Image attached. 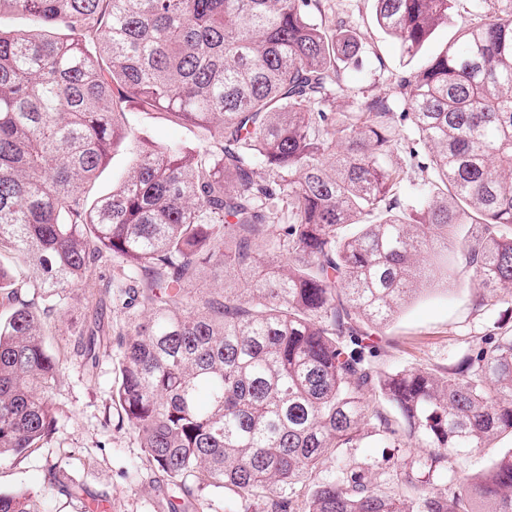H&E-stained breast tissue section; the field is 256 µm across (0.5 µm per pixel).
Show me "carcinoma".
<instances>
[{
  "label": "carcinoma",
  "mask_w": 512,
  "mask_h": 512,
  "mask_svg": "<svg viewBox=\"0 0 512 512\" xmlns=\"http://www.w3.org/2000/svg\"><path fill=\"white\" fill-rule=\"evenodd\" d=\"M373 2L409 57L455 16L458 36L341 111L366 46L328 0H0L31 22L0 30V459L55 430V318L80 290L121 305L74 349L92 377L115 341L112 403L170 512L199 509L194 483L229 512H512V448L463 468L512 436V327L451 367L379 363L401 307L448 284V250L478 307L512 296V0ZM150 112L195 140L146 139ZM125 144L135 164L89 200ZM217 260L241 292L200 289ZM369 439L422 453L390 487L346 458ZM55 489L83 492L51 465ZM0 512L40 510L19 492ZM511 437H503L495 440L489 448H484L480 454L474 456L467 465V471L470 475L486 469L493 460L502 452L504 448H510Z\"/></svg>",
  "instance_id": "1"
}]
</instances>
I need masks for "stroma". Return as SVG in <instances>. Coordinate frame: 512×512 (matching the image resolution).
Wrapping results in <instances>:
<instances>
[{"label":"stroma","instance_id":"obj_1","mask_svg":"<svg viewBox=\"0 0 512 512\" xmlns=\"http://www.w3.org/2000/svg\"><path fill=\"white\" fill-rule=\"evenodd\" d=\"M373 49L363 63L348 72L355 87L375 94L391 93L396 79L417 69L427 55L450 42L456 23L437 28L415 57L403 55L398 40L377 26L372 0H331ZM448 289L425 292L406 304L383 330L384 369L404 366L432 368L460 358L475 337L494 323L512 325V302L486 310L479 308V284L456 254H449ZM86 312L81 293H74L56 322L55 340L68 349V361L49 395L58 413L57 430L47 448L27 457L0 460V493L28 489L39 495L41 512H91L108 502L111 512H169V486L163 473L146 469L144 451L129 427L107 423L117 352H101L95 377H87L73 354L74 333ZM60 467L83 487L81 497L46 492L49 466Z\"/></svg>","mask_w":512,"mask_h":512}]
</instances>
